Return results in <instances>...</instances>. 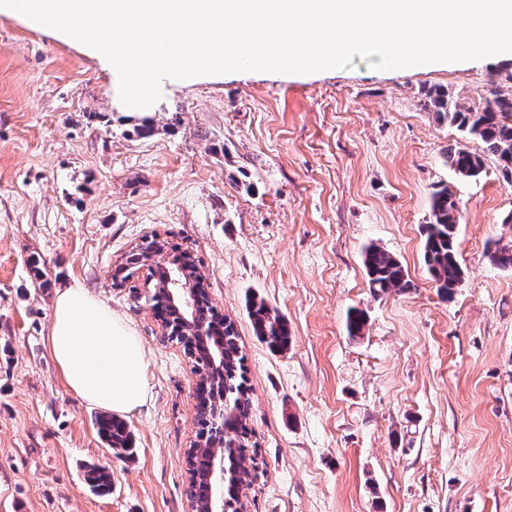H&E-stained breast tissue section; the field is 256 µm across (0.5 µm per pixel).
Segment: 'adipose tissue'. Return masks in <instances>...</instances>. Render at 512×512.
<instances>
[{"mask_svg": "<svg viewBox=\"0 0 512 512\" xmlns=\"http://www.w3.org/2000/svg\"><path fill=\"white\" fill-rule=\"evenodd\" d=\"M49 343L70 389L87 403L128 413L145 401V361L133 332L83 289L55 302Z\"/></svg>", "mask_w": 512, "mask_h": 512, "instance_id": "adipose-tissue-1", "label": "adipose tissue"}]
</instances>
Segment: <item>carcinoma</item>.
<instances>
[{
    "instance_id": "1",
    "label": "carcinoma",
    "mask_w": 512,
    "mask_h": 512,
    "mask_svg": "<svg viewBox=\"0 0 512 512\" xmlns=\"http://www.w3.org/2000/svg\"><path fill=\"white\" fill-rule=\"evenodd\" d=\"M428 105L440 121L462 134L463 142L446 152V163L457 175L463 178L478 176L483 170L482 154L487 152L498 158L505 174L512 176V95H495L479 107L465 108L457 105L447 92L434 90L429 93ZM470 142L478 143L481 152L470 148ZM458 223L459 210L448 188L435 191L430 202V222L423 229V260L445 299L452 296L463 275L456 246ZM490 259L497 267L512 269V245L495 248ZM363 265L369 286L376 293H387L409 285L402 263L383 247L367 246L363 252ZM248 312L260 341L274 351L288 349V322L277 310L253 296L248 302ZM220 346L224 352V395L230 401V413L224 420V428L233 432L232 441L236 443V447H229L224 452V493L227 497L224 507L227 512H238V497L233 490L234 476H247L256 467L255 459L245 448L248 431L244 420L250 412V399L244 356L234 323L224 326ZM97 430L115 457L133 456V435L126 421L112 415H101L97 419ZM85 480L95 491L106 492L112 488V474L104 467H88Z\"/></svg>"
}]
</instances>
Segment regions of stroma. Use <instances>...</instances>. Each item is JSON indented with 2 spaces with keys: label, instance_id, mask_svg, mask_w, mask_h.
Masks as SVG:
<instances>
[{
  "label": "stroma",
  "instance_id": "stroma-1",
  "mask_svg": "<svg viewBox=\"0 0 512 512\" xmlns=\"http://www.w3.org/2000/svg\"><path fill=\"white\" fill-rule=\"evenodd\" d=\"M512 94V53L425 67L232 72L161 82L138 137L110 75L76 46L0 16V512H190L186 450L196 378L167 341L138 273L113 277L152 235L190 251L236 325L259 469L247 512H512V182L496 156L459 177L461 140L426 107ZM461 215L451 299L423 261L433 192ZM395 254L409 287L374 293L366 246ZM38 259L49 284L29 266ZM84 289L146 358V401L126 413L136 452L112 455L102 408L67 386L49 347L57 294ZM292 341L255 336L251 296ZM366 314L350 336V310ZM112 474L90 491L87 464Z\"/></svg>",
  "mask_w": 512,
  "mask_h": 512
}]
</instances>
